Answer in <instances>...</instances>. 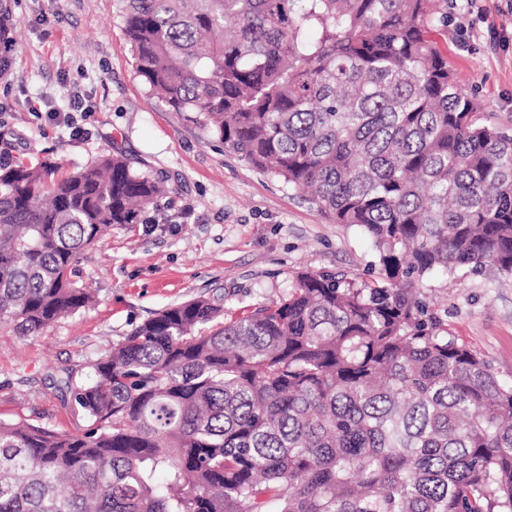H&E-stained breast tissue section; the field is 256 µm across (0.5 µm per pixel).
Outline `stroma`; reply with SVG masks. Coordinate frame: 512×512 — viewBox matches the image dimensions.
Listing matches in <instances>:
<instances>
[{"label": "stroma", "instance_id": "1", "mask_svg": "<svg viewBox=\"0 0 512 512\" xmlns=\"http://www.w3.org/2000/svg\"><path fill=\"white\" fill-rule=\"evenodd\" d=\"M121 0H11V67L0 77V121L24 133L19 156L60 174L123 153L163 178L167 195L140 224L115 225L85 251L77 280L95 301L34 336L0 328V418L83 429L52 387L83 374L136 325L205 298L226 316L276 302L296 272L363 279L367 237L332 224L302 192L225 151L136 76ZM448 65L480 104V121L512 131V0H448ZM84 105L72 112V93ZM83 127L72 135L68 120ZM428 301L452 336L512 374V278L467 269L433 278Z\"/></svg>", "mask_w": 512, "mask_h": 512}]
</instances>
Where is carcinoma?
<instances>
[{"label":"carcinoma","mask_w":512,"mask_h":512,"mask_svg":"<svg viewBox=\"0 0 512 512\" xmlns=\"http://www.w3.org/2000/svg\"><path fill=\"white\" fill-rule=\"evenodd\" d=\"M171 112L372 243L230 320L168 307L65 371L77 433L0 419V512H512V376L448 332L437 273L512 276V134L478 122L448 0H122ZM11 7L0 0V72ZM167 194L120 153L0 161V327L90 305L76 266Z\"/></svg>","instance_id":"carcinoma-1"}]
</instances>
